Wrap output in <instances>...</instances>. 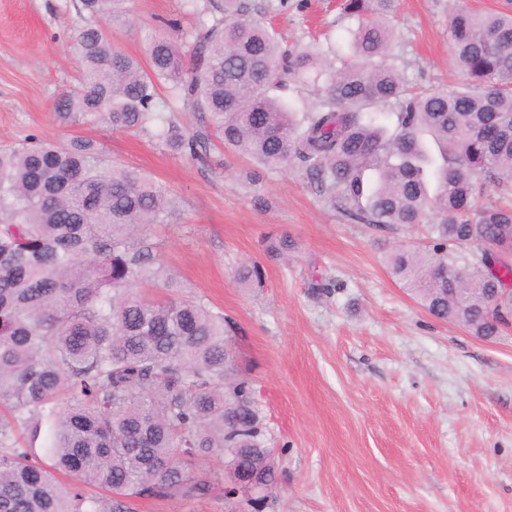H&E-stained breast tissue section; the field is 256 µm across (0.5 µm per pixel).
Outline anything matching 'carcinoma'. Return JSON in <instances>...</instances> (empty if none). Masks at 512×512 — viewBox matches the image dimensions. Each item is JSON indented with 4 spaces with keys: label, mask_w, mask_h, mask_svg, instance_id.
I'll list each match as a JSON object with an SVG mask.
<instances>
[{
    "label": "carcinoma",
    "mask_w": 512,
    "mask_h": 512,
    "mask_svg": "<svg viewBox=\"0 0 512 512\" xmlns=\"http://www.w3.org/2000/svg\"><path fill=\"white\" fill-rule=\"evenodd\" d=\"M114 2L79 0L99 23L72 34L82 77L56 100L60 119H102L202 160L215 138L267 170L301 169L351 224L420 225L422 244L386 256L392 276L431 316L501 335L512 319V11L458 5L448 34L468 81L417 92L391 60L397 0H342L357 22L346 57L283 47L255 0L212 2L189 45L153 39L146 67L105 34ZM288 83L315 86L299 120L274 95ZM174 103L198 116L194 132L166 113ZM490 190L497 200H484ZM172 210L152 178L103 166L93 141L0 150V512H134L138 498L257 485L247 505L265 512L277 463L224 314L177 296L144 234ZM235 277L251 286L263 273L245 263ZM213 454L228 479L201 469Z\"/></svg>",
    "instance_id": "1"
}]
</instances>
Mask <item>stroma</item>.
Masks as SVG:
<instances>
[{"label":"stroma","instance_id":"stroma-1","mask_svg":"<svg viewBox=\"0 0 512 512\" xmlns=\"http://www.w3.org/2000/svg\"><path fill=\"white\" fill-rule=\"evenodd\" d=\"M457 0H401L396 64L422 87L465 82L448 19ZM75 0H0V147L34 137L96 142L106 164L135 168L174 198L146 236L179 294L223 312L238 365L254 383L282 470L269 512H512V328L494 342L430 316L389 273L385 255L412 233L346 223L295 169L267 171L214 148L208 160L82 119L56 100L82 64ZM284 45L348 50L338 0H288L265 14ZM188 0H123L108 33L147 61L152 38L184 44ZM295 246L264 252L268 237ZM259 262L262 284L234 279ZM136 512H238L233 501L142 499Z\"/></svg>","mask_w":512,"mask_h":512}]
</instances>
